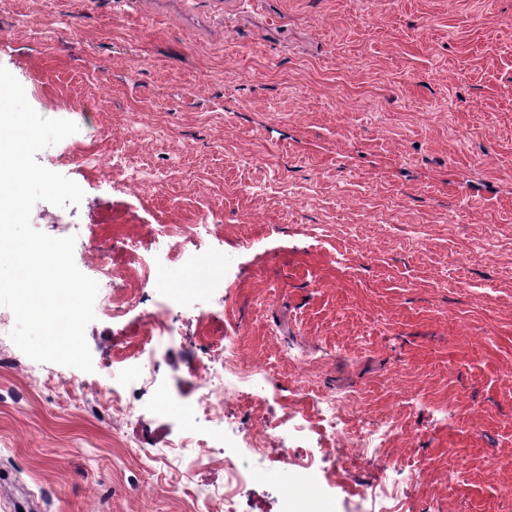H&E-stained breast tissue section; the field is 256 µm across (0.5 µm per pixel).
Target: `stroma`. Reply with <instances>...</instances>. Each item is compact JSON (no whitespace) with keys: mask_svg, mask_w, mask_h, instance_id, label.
<instances>
[{"mask_svg":"<svg viewBox=\"0 0 512 512\" xmlns=\"http://www.w3.org/2000/svg\"><path fill=\"white\" fill-rule=\"evenodd\" d=\"M0 66L78 127L36 156L84 191L43 206L78 268L116 232L158 263L155 225L203 211L216 233L185 255L226 257L223 295L170 318L150 374L118 386L113 330L136 336L157 286L88 325L90 373L28 358L0 306V512H210L224 443L256 434L249 467L301 451L329 512H512V0H7ZM116 147L163 189L75 161ZM220 330L270 380L225 402L222 443L184 424ZM300 375L347 408L346 438L294 401ZM389 421L363 448L360 425ZM283 493L248 484L238 512Z\"/></svg>","mask_w":512,"mask_h":512,"instance_id":"stroma-1","label":"stroma"}]
</instances>
